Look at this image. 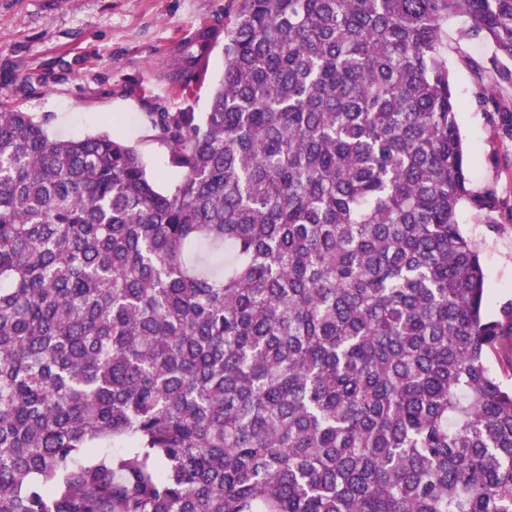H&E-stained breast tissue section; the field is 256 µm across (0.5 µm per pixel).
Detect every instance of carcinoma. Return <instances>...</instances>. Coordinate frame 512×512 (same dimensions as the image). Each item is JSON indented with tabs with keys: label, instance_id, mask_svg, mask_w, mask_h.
<instances>
[{
	"label": "carcinoma",
	"instance_id": "cac0c4a2",
	"mask_svg": "<svg viewBox=\"0 0 512 512\" xmlns=\"http://www.w3.org/2000/svg\"><path fill=\"white\" fill-rule=\"evenodd\" d=\"M458 15L512 60V0H228L209 111L151 118L167 191L0 106V512H512Z\"/></svg>",
	"mask_w": 512,
	"mask_h": 512
}]
</instances>
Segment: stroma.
<instances>
[{"label": "stroma", "mask_w": 512, "mask_h": 512, "mask_svg": "<svg viewBox=\"0 0 512 512\" xmlns=\"http://www.w3.org/2000/svg\"><path fill=\"white\" fill-rule=\"evenodd\" d=\"M227 0H0V102L43 119L54 139L101 132L135 146L149 176L166 190L181 172L155 140V112H204L224 71ZM449 19L448 69L461 104L458 124L474 193L494 190L497 207L464 204L458 222L480 247L485 310L512 300V136L485 91L512 104V61L480 39L459 37ZM213 41L205 72L171 78L185 41L199 31Z\"/></svg>", "instance_id": "1"}]
</instances>
